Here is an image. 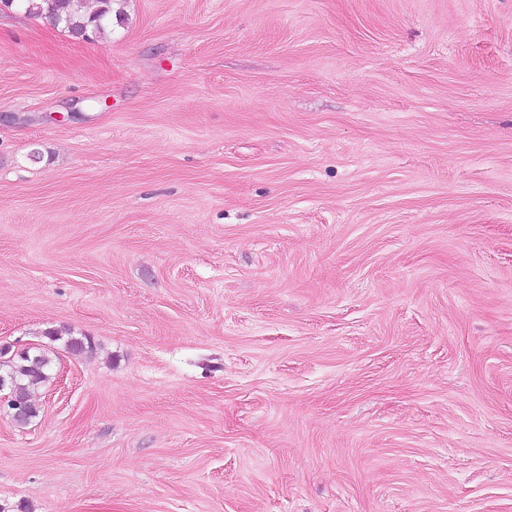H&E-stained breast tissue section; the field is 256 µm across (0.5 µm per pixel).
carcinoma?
Segmentation results:
<instances>
[{"label":"carcinoma","mask_w":512,"mask_h":512,"mask_svg":"<svg viewBox=\"0 0 512 512\" xmlns=\"http://www.w3.org/2000/svg\"><path fill=\"white\" fill-rule=\"evenodd\" d=\"M26 13L30 16L50 20L54 25L74 34L79 32H101L112 19V0H96V8H87L86 0H23ZM46 336L52 342L64 340V348L71 353L93 350L90 339L70 336L49 330ZM53 363L49 350L41 348L33 353L23 351L15 354L9 349H0V377L10 381L4 400L8 410L20 408L26 414L22 425L26 426L39 417L41 406L33 399V393L50 378Z\"/></svg>","instance_id":"carcinoma-1"}]
</instances>
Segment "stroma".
Listing matches in <instances>:
<instances>
[{"instance_id": "stroma-1", "label": "stroma", "mask_w": 512, "mask_h": 512, "mask_svg": "<svg viewBox=\"0 0 512 512\" xmlns=\"http://www.w3.org/2000/svg\"><path fill=\"white\" fill-rule=\"evenodd\" d=\"M0 512H512V0L0 5ZM25 2L29 16L49 19L69 33L101 32L112 19V0H95L96 8L88 10L86 0H18ZM8 354L9 348L0 349V377H6L10 381L8 390L3 394L8 395L4 406L8 411L23 409L26 420L17 424L26 426L39 417L41 406L32 397L34 391L49 380L53 359L46 348L33 353H12L5 358Z\"/></svg>"}]
</instances>
